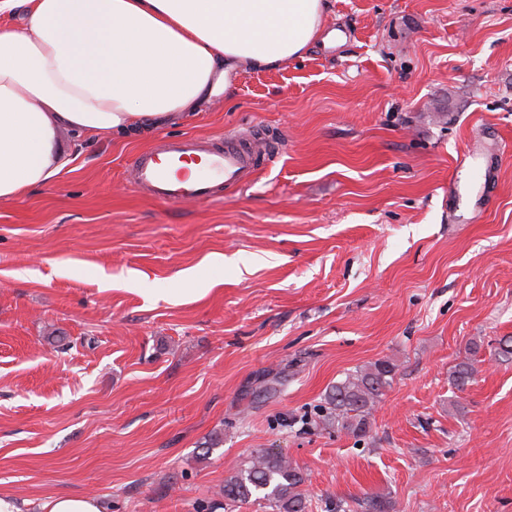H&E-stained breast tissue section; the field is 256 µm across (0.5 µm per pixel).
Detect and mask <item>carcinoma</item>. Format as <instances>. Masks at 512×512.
Here are the masks:
<instances>
[{"label":"carcinoma","mask_w":512,"mask_h":512,"mask_svg":"<svg viewBox=\"0 0 512 512\" xmlns=\"http://www.w3.org/2000/svg\"><path fill=\"white\" fill-rule=\"evenodd\" d=\"M397 365L376 361L345 375L325 395V408L317 422L323 429L363 435L372 408L391 386ZM477 360L465 358L449 374L452 386L464 389L475 380ZM305 474L283 454L259 450L233 475L224 479L221 496L231 509L255 497L268 502L271 512H309Z\"/></svg>","instance_id":"1"}]
</instances>
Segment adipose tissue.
Instances as JSON below:
<instances>
[{
  "label": "adipose tissue",
  "mask_w": 512,
  "mask_h": 512,
  "mask_svg": "<svg viewBox=\"0 0 512 512\" xmlns=\"http://www.w3.org/2000/svg\"><path fill=\"white\" fill-rule=\"evenodd\" d=\"M327 9L328 0H0V202L71 163L64 135L158 125L217 95L236 66L302 57Z\"/></svg>",
  "instance_id": "1"
}]
</instances>
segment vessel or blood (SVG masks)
<instances>
[{"label":"vessel or blood","mask_w":512,"mask_h":512,"mask_svg":"<svg viewBox=\"0 0 512 512\" xmlns=\"http://www.w3.org/2000/svg\"><path fill=\"white\" fill-rule=\"evenodd\" d=\"M198 155L207 158L209 171L205 177L189 181L173 175L172 163ZM256 155L255 147L242 134L210 145L184 137L138 154L132 161L129 179L137 190L168 203L220 200L226 188L251 185Z\"/></svg>","instance_id":"vessel-or-blood-1"}]
</instances>
